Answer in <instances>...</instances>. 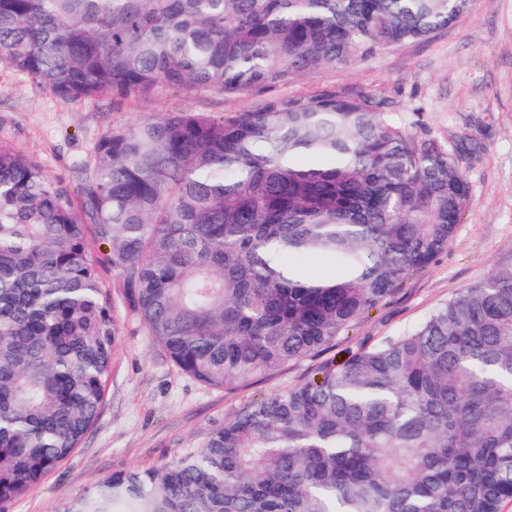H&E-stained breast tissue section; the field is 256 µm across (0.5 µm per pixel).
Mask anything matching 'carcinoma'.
Segmentation results:
<instances>
[{
	"label": "carcinoma",
	"instance_id": "obj_1",
	"mask_svg": "<svg viewBox=\"0 0 512 512\" xmlns=\"http://www.w3.org/2000/svg\"><path fill=\"white\" fill-rule=\"evenodd\" d=\"M470 0H0V64L54 93L234 95L448 27ZM369 94L269 97L112 128L71 206L0 145V504L93 426L117 326L88 229L182 373L232 390L326 349L447 250L464 154ZM332 254L335 275L302 276ZM512 503V254L419 324L260 397L202 448L64 512H502Z\"/></svg>",
	"mask_w": 512,
	"mask_h": 512
}]
</instances>
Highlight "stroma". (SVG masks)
<instances>
[{
	"label": "stroma",
	"mask_w": 512,
	"mask_h": 512,
	"mask_svg": "<svg viewBox=\"0 0 512 512\" xmlns=\"http://www.w3.org/2000/svg\"><path fill=\"white\" fill-rule=\"evenodd\" d=\"M333 90L386 100L409 133L474 149L469 202L448 249L377 308L337 337L329 357L397 335L512 253V0H474L471 9L429 38L367 59L305 72L288 83L226 96L163 90L117 99L60 97L26 74L0 66V144L37 161L79 202L99 138L117 126L166 113L215 118L254 109L270 96L314 97ZM98 277L118 341L98 419L73 454L0 512H62L64 505L119 472L155 469L203 446L230 413L259 396L303 382L319 360L289 364L227 392L181 373L154 343L128 301L124 274L95 248Z\"/></svg>",
	"instance_id": "1"
}]
</instances>
